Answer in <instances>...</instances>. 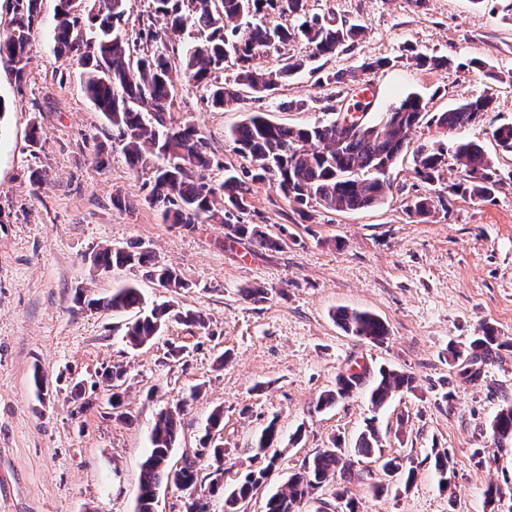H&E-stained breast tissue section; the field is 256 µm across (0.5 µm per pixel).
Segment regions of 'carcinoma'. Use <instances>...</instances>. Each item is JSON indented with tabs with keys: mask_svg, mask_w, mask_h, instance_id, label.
<instances>
[{
	"mask_svg": "<svg viewBox=\"0 0 512 512\" xmlns=\"http://www.w3.org/2000/svg\"><path fill=\"white\" fill-rule=\"evenodd\" d=\"M154 15L140 22L139 39L146 43L140 54L122 37L120 26L126 21L127 0H90L84 16L71 13L70 0H59L58 22L53 28L55 46L71 55L83 68L81 88L86 98L101 112L106 123L119 133L127 164L134 170L153 169L148 203L159 211L165 224H179L192 229L197 224L213 222L224 226L230 238H254L266 249L275 250L280 243L254 224L233 223L231 219L251 207L252 182L274 180L289 202L299 212L319 205L335 211H355L381 202L388 189L385 166H390L407 143L416 123L413 117L427 113L426 104L409 94L386 112L385 133L354 134L343 139V128L332 121L326 124L294 128L276 125L261 112L252 113L230 133L233 150L250 164L238 175L225 169L224 181L213 186L205 171L211 165L208 139L192 121H178L171 108L175 87L171 79V53L184 33L188 19L194 20L197 36L183 47L181 65L188 86L200 99L222 109L240 101L237 87L243 85L263 98L278 84L302 70L304 60L285 62L278 70L265 72L253 61L259 49L285 45L302 36L312 45L313 55L327 57L352 45L363 28L355 24L325 20L305 12L304 0H153ZM42 0H10L12 16L0 33V65L8 68L15 81H27V65L34 25L41 13ZM278 6L301 18L297 27L270 29L262 21L264 8ZM234 58L238 70L234 84L221 83L215 72L224 69V61ZM493 96L484 93L457 107L432 116L450 130L465 128L492 111ZM492 138L502 151L512 155V124L492 127ZM343 141L337 151L326 146ZM463 169L465 178L449 185L454 194L485 201L503 185V179L483 148L473 142L457 141L451 145L438 141L419 147L413 156L417 178L428 185L439 181L446 155ZM149 250L128 252L122 248H103L91 255L99 268L141 266L150 268V276L168 292L189 287L172 267L152 264ZM87 305L114 312L136 311V318L125 324L123 339L139 348L154 337L171 320L182 321L201 330L207 329L205 318L196 312L174 309L170 302L147 308L139 289L126 285L112 293L90 298ZM336 320L344 331L372 344L388 338L385 322L368 311L341 309ZM501 346L495 329L479 327L468 350L470 364L487 361ZM125 370L119 366L106 369L101 379L114 389L111 406L122 407L121 392ZM366 370L353 372L348 367L337 375L336 389L320 395L317 407L335 404L350 396L364 384ZM414 378L395 369L379 370L369 393L373 408L383 406L393 395L411 391ZM185 402L178 401L160 412L150 435V449L142 463L138 486L137 512H154L156 490L166 481L188 496L186 512H208L207 504L197 497L199 471L193 461L179 468L169 467V456L181 427ZM491 433L499 445L512 442V404L502 406L491 423ZM279 440L276 422L261 431L250 450L253 459L265 466L245 474L224 498V512H238V505L252 497L272 467L276 455L269 454ZM355 452L365 458L382 455L374 421L359 434ZM206 455L214 471L224 464L223 442L206 434L195 457ZM353 462L342 449L324 448L303 461L298 471L288 477L286 488L272 494L265 502V512H294V508L312 492L332 482L336 475L352 474Z\"/></svg>",
	"mask_w": 512,
	"mask_h": 512,
	"instance_id": "cac0c4a2",
	"label": "carcinoma"
}]
</instances>
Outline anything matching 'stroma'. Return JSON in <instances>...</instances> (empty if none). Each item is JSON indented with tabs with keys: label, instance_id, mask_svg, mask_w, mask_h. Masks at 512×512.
<instances>
[{
	"label": "stroma",
	"instance_id": "35a3bbf8",
	"mask_svg": "<svg viewBox=\"0 0 512 512\" xmlns=\"http://www.w3.org/2000/svg\"><path fill=\"white\" fill-rule=\"evenodd\" d=\"M309 13L345 19L365 32L346 51L323 59L320 75L301 71L271 97L243 93L234 108L207 107L174 77L176 119L191 120L210 143L220 184L228 168L247 162L226 136L252 112L275 124L303 127L336 120L360 88L373 91L368 119L408 93L430 114L492 91L487 120L454 131L421 123L390 167L383 201L350 212L311 208L301 215L277 183L253 184L247 224L281 237L280 249L228 242L217 224L186 229L163 223L147 197L150 170L127 165L117 133L80 90V67L58 54L51 36L58 0H43L26 83L0 66V512H136L141 464L159 411L185 401L173 467L196 462L200 480L211 471L195 452L214 409L224 411L225 486L251 469L249 446L277 421L278 460L245 512H263L266 497L284 488L304 459L331 443L352 451L374 418L383 452L413 468L414 481H387L375 459L354 464L303 501L298 512H321L346 490L358 512H512V452L497 448L490 422L512 403V156L501 154L491 123H512V0H306ZM445 56L447 68L419 65L417 54ZM388 59L360 72L362 63ZM357 70L350 85L329 74ZM43 136L31 145L32 127ZM474 141L505 175L488 201L448 192L463 174L446 160L434 185L414 172L416 149L436 141ZM42 171L41 185L30 182ZM434 197L427 221L413 213L420 196ZM151 250L176 268L188 287L177 296L140 267L91 266L104 247ZM133 283L148 303L174 300L201 312L208 329L170 322L153 342L131 348L122 339L133 312L86 307L112 287ZM261 285L262 302L242 295ZM366 310L389 330L384 344L346 333L339 309ZM504 345L467 375L448 360L483 324ZM181 359L169 358L170 346ZM359 361L411 374L415 390L372 408L366 390L320 409V394L337 373ZM126 369L124 418L113 417L102 387L72 400L70 380L103 368ZM48 394L37 397L33 369ZM447 452L450 482L441 485L434 455ZM497 487L488 502V487Z\"/></svg>",
	"mask_w": 512,
	"mask_h": 512
}]
</instances>
